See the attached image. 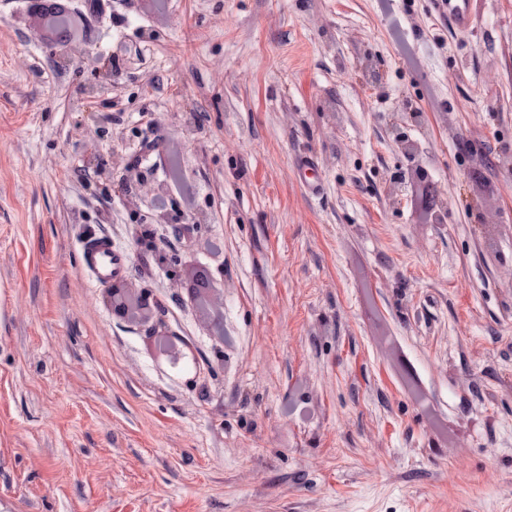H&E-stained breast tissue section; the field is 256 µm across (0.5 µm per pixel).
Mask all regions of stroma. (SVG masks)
Returning a JSON list of instances; mask_svg holds the SVG:
<instances>
[{"mask_svg": "<svg viewBox=\"0 0 512 512\" xmlns=\"http://www.w3.org/2000/svg\"><path fill=\"white\" fill-rule=\"evenodd\" d=\"M30 2L0 0V512H512V0L465 33L430 0H65L63 45ZM90 234L158 321L113 314ZM82 253L90 278L99 285L126 273L127 257L112 249V242L105 237L85 238Z\"/></svg>", "mask_w": 512, "mask_h": 512, "instance_id": "obj_1", "label": "stroma"}]
</instances>
